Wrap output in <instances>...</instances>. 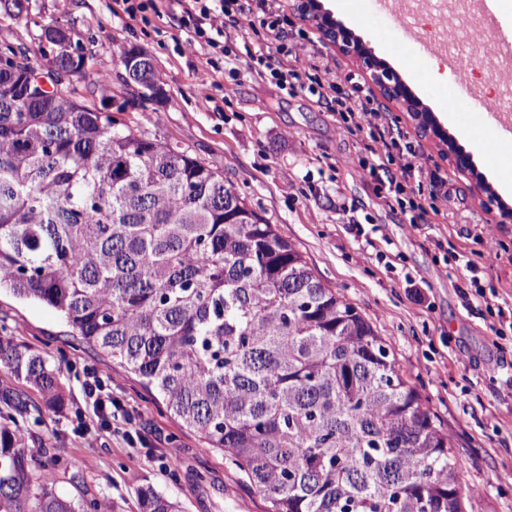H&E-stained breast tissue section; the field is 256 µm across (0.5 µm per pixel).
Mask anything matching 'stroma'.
I'll use <instances>...</instances> for the list:
<instances>
[{
  "label": "stroma",
  "mask_w": 512,
  "mask_h": 512,
  "mask_svg": "<svg viewBox=\"0 0 512 512\" xmlns=\"http://www.w3.org/2000/svg\"><path fill=\"white\" fill-rule=\"evenodd\" d=\"M247 14L227 23L224 50L210 55L182 52L178 18L168 14L145 25L117 15L113 0H30L27 14L0 6V54L6 46L27 48L45 68L52 46L44 27L66 29L94 67L110 74L107 84L74 82L77 99L169 146L187 151L231 183L247 204L292 242L316 275L376 325L393 347L405 378L453 438L452 455L463 486L480 489L472 512H512V344L498 346L483 319L466 310L465 279L447 269L437 239L450 241L485 266L501 297H512V223L495 224L471 179L458 174L437 141L422 137L411 112L383 97L352 55L323 43L316 27L293 11L294 0H266L265 23H257L258 0H240ZM338 23L385 62L435 114L456 147L472 156L486 184L512 206V169L494 172L481 150L474 100L454 79L433 80L449 61L438 54L417 57L412 34L429 36L435 21L424 17L403 31L372 0H321ZM287 35L283 47L268 39V22ZM260 47L271 67H309L313 56L328 60L342 94L359 92L382 112L416 150L434 181L425 185L422 229L388 205L360 160L385 153L383 142L347 132L334 112L305 90H291L271 77L249 74L246 47ZM139 48L152 60L166 93L154 104L133 100L122 81L121 58ZM209 67L215 102L204 105L195 69ZM456 109H448V99ZM375 231L374 250L363 251L352 225ZM475 224L493 225L507 249L494 261L468 236ZM0 338L44 354L60 374L67 408L46 414L36 435L67 460L57 474L65 493L82 490L136 512V492L149 484L177 500L182 512H266L267 502L222 456L205 451L162 404L110 358L78 345L52 308L0 291ZM111 372L116 393L143 412L145 444L129 447L122 432L98 436L99 422L85 404L81 382L87 369ZM206 472L208 483L196 480Z\"/></svg>",
  "instance_id": "1"
}]
</instances>
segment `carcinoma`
<instances>
[{"mask_svg":"<svg viewBox=\"0 0 512 512\" xmlns=\"http://www.w3.org/2000/svg\"><path fill=\"white\" fill-rule=\"evenodd\" d=\"M49 43L50 90L25 50L0 62V288L59 312L269 512H466L451 436L371 320L222 174L74 98L87 58ZM0 369L25 384L0 386V512H117L59 492L61 455L29 445L59 374L1 339Z\"/></svg>","mask_w":512,"mask_h":512,"instance_id":"cac0c4a2","label":"carcinoma"}]
</instances>
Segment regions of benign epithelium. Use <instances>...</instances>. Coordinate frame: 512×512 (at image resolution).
<instances>
[{
  "mask_svg": "<svg viewBox=\"0 0 512 512\" xmlns=\"http://www.w3.org/2000/svg\"><path fill=\"white\" fill-rule=\"evenodd\" d=\"M296 10L304 21L316 22L327 45H334L343 50H352L359 58L367 60L366 67L371 70L372 81L380 88L382 94L389 100L408 104L415 99L411 88L386 65L369 59L371 52L353 38L352 33L334 20L333 16L323 10L320 0H297ZM419 123L425 133L432 137H446V132L439 124L432 112L427 109L417 114ZM452 164L455 170L474 179L475 187L480 194L486 193V186L482 179L474 176V166L470 154L457 148L452 155Z\"/></svg>",
  "mask_w": 512,
  "mask_h": 512,
  "instance_id": "benign-epithelium-1",
  "label": "benign epithelium"
}]
</instances>
